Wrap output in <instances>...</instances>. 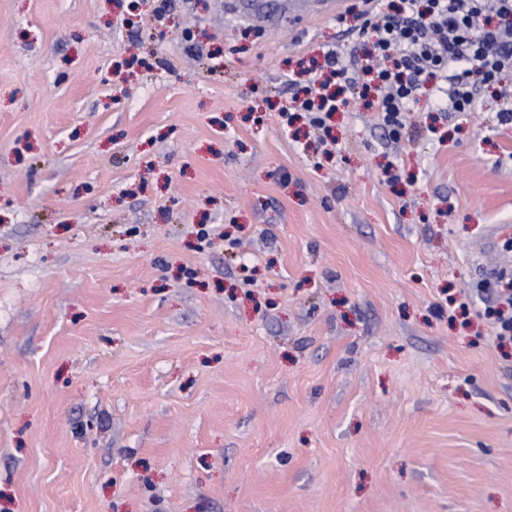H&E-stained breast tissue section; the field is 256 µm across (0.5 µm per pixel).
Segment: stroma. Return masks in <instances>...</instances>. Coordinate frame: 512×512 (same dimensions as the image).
Masks as SVG:
<instances>
[{"mask_svg": "<svg viewBox=\"0 0 512 512\" xmlns=\"http://www.w3.org/2000/svg\"><path fill=\"white\" fill-rule=\"evenodd\" d=\"M161 2L0 0V512H512L502 101L330 151L361 0ZM344 7L343 0H286L282 2L281 13L270 14L266 12L265 3L262 0H238L235 2L234 10L238 18L249 19L261 16L270 27H275L286 14L289 18L305 13L313 17H330L340 14ZM486 316L493 322L497 338L512 341V290L511 285L502 289L491 305L485 308Z\"/></svg>", "mask_w": 512, "mask_h": 512, "instance_id": "35a3bbf8", "label": "stroma"}]
</instances>
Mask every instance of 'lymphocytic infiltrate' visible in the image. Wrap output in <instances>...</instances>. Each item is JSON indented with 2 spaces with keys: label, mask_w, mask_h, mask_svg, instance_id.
Returning a JSON list of instances; mask_svg holds the SVG:
<instances>
[{
  "label": "lymphocytic infiltrate",
  "mask_w": 512,
  "mask_h": 512,
  "mask_svg": "<svg viewBox=\"0 0 512 512\" xmlns=\"http://www.w3.org/2000/svg\"><path fill=\"white\" fill-rule=\"evenodd\" d=\"M360 32L362 52L351 66L331 48L326 73L312 66L298 73L296 109L314 126L345 108L341 93L350 90L397 141L424 87L432 89L430 108L444 101L466 112L478 87L512 73V0H399L392 14L373 0Z\"/></svg>",
  "instance_id": "lymphocytic-infiltrate-1"
}]
</instances>
